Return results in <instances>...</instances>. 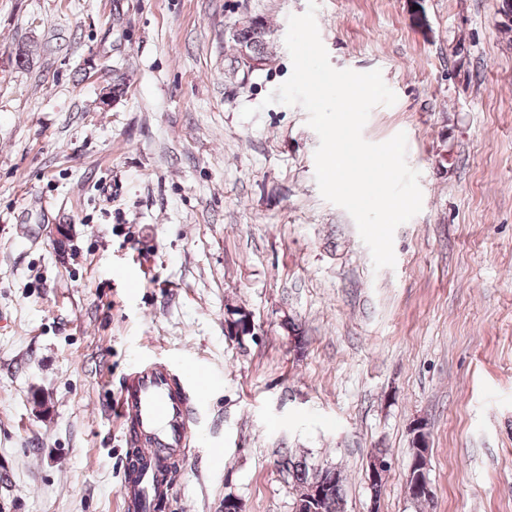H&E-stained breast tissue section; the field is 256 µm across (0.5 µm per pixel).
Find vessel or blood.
I'll list each match as a JSON object with an SVG mask.
<instances>
[{
  "label": "vessel or blood",
  "instance_id": "1",
  "mask_svg": "<svg viewBox=\"0 0 512 512\" xmlns=\"http://www.w3.org/2000/svg\"><path fill=\"white\" fill-rule=\"evenodd\" d=\"M126 453L120 468L124 512H160L177 488L175 467L195 435L197 408L185 374L163 361L137 364L117 402Z\"/></svg>",
  "mask_w": 512,
  "mask_h": 512
}]
</instances>
